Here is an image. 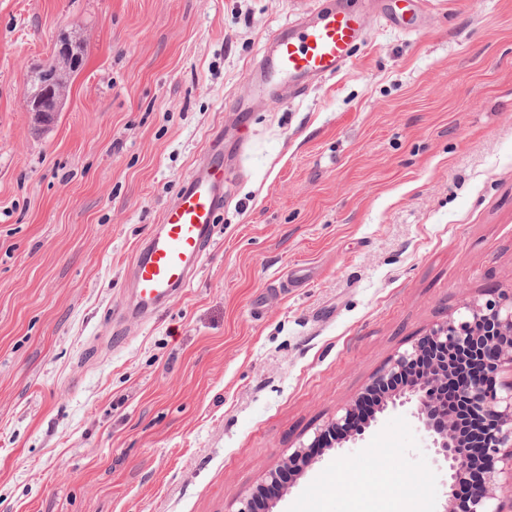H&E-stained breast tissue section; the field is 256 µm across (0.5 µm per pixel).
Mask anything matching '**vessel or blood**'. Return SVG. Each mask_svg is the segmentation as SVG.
Instances as JSON below:
<instances>
[{"mask_svg": "<svg viewBox=\"0 0 512 512\" xmlns=\"http://www.w3.org/2000/svg\"><path fill=\"white\" fill-rule=\"evenodd\" d=\"M366 38L354 10L316 0L297 24L267 40L260 61L262 88L288 85L304 92L309 82L335 76L351 63ZM224 204V159L214 153L164 209L159 229L136 251L132 278L136 312L159 309L198 270Z\"/></svg>", "mask_w": 512, "mask_h": 512, "instance_id": "1", "label": "vessel or blood"}]
</instances>
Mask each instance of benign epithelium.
<instances>
[{"label":"benign epithelium","mask_w":512,"mask_h":512,"mask_svg":"<svg viewBox=\"0 0 512 512\" xmlns=\"http://www.w3.org/2000/svg\"><path fill=\"white\" fill-rule=\"evenodd\" d=\"M73 47L70 42L55 46L62 68L35 73L37 89L24 92L27 108L38 113L45 124L62 110L67 96L59 74L78 69ZM463 309L459 319L437 324L427 336L435 346V368L414 384L383 397L376 412L352 430L350 437L354 443L363 438L380 413L405 410L426 434L434 462L446 472L445 500L439 512H456L454 486L468 470L470 459L454 438L452 415L440 405L437 388L448 380V355L465 359L481 355L482 368L462 382L458 396L463 411L491 423L483 434L488 468L483 480L472 488L462 512H506L503 503L497 504L495 500L504 484L512 485V381L499 380L504 370L512 371V302L507 305L496 301L483 305L466 302ZM418 356L417 344L397 354L372 386H380L386 379L409 369Z\"/></svg>","instance_id":"1"}]
</instances>
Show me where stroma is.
Returning a JSON list of instances; mask_svg holds the SVG:
<instances>
[{"mask_svg": "<svg viewBox=\"0 0 512 512\" xmlns=\"http://www.w3.org/2000/svg\"><path fill=\"white\" fill-rule=\"evenodd\" d=\"M307 0H0V512H238L464 303L512 297V0L368 6L351 64L254 98ZM80 41L62 112L28 76ZM212 246L148 320L130 266L207 157ZM381 474L438 512L424 433L379 415L272 512H350Z\"/></svg>", "mask_w": 512, "mask_h": 512, "instance_id": "stroma-1", "label": "stroma"}]
</instances>
